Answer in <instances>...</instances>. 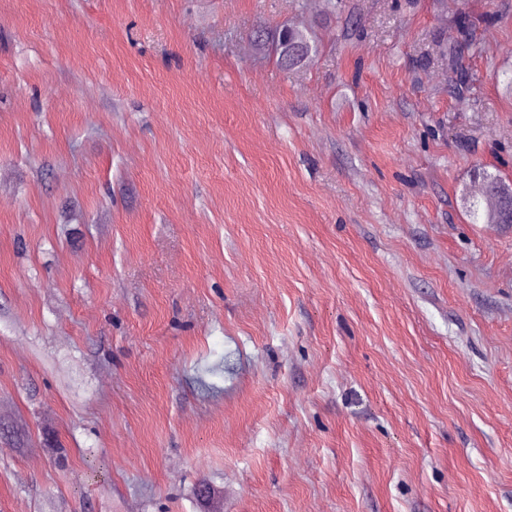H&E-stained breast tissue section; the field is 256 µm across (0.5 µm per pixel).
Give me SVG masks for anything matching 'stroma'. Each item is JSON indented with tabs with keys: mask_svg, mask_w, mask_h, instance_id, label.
<instances>
[{
	"mask_svg": "<svg viewBox=\"0 0 512 512\" xmlns=\"http://www.w3.org/2000/svg\"><path fill=\"white\" fill-rule=\"evenodd\" d=\"M510 70L512 0H0V512H512ZM271 49L279 64L287 69H295L311 62L317 52V37L310 29L282 27L271 38Z\"/></svg>",
	"mask_w": 512,
	"mask_h": 512,
	"instance_id": "1",
	"label": "stroma"
}]
</instances>
